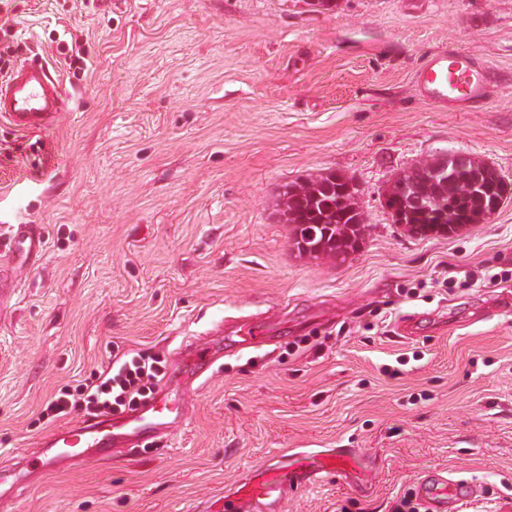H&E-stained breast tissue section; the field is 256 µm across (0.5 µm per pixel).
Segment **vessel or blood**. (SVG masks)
Wrapping results in <instances>:
<instances>
[{
    "mask_svg": "<svg viewBox=\"0 0 512 512\" xmlns=\"http://www.w3.org/2000/svg\"><path fill=\"white\" fill-rule=\"evenodd\" d=\"M414 82L426 101L456 111H474L490 99L491 73L480 57L451 48L430 55L415 71ZM66 92L46 63L38 60L17 66L0 79V122L17 131L32 133L50 129L63 112ZM45 237L37 226L16 224L6 252H0V273L12 268L33 267L44 255ZM223 332L232 336L237 349L269 342L272 329L260 318L225 321ZM213 344L188 343L179 353L178 364L188 385L199 386L220 359ZM188 420L185 406L165 393L143 413L113 420L104 415L96 420L72 422L42 438L32 466L43 472L61 462L75 465L89 457L107 458L113 449L160 426H183ZM355 451L339 448L327 455L296 452L292 461L270 462L251 469L238 485L224 494L213 495L198 512H281L290 491L307 486L317 478L334 474L347 476ZM31 482L24 470L0 471V512L12 505ZM421 499L429 512H446L449 501H463L473 493L467 480L443 474L424 478L419 485Z\"/></svg>",
    "mask_w": 512,
    "mask_h": 512,
    "instance_id": "1",
    "label": "vessel or blood"
}]
</instances>
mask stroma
Segmentation results:
<instances>
[{
	"mask_svg": "<svg viewBox=\"0 0 512 512\" xmlns=\"http://www.w3.org/2000/svg\"><path fill=\"white\" fill-rule=\"evenodd\" d=\"M10 22L69 95L41 133L0 125V235L38 224L45 255L0 306V467L55 422L61 385L112 350L159 360L186 426L41 477L14 512H194L252 467L353 448L282 512H396L426 473L512 512V197L452 235H409L395 175L468 155L512 185V0H11ZM77 32L84 69L60 47ZM469 51L497 83L475 112L423 100L434 52ZM359 188L365 234L306 258L285 184ZM508 281H500V274ZM268 313L271 345L225 351L197 389L174 354L227 316Z\"/></svg>",
	"mask_w": 512,
	"mask_h": 512,
	"instance_id": "1",
	"label": "stroma"
}]
</instances>
